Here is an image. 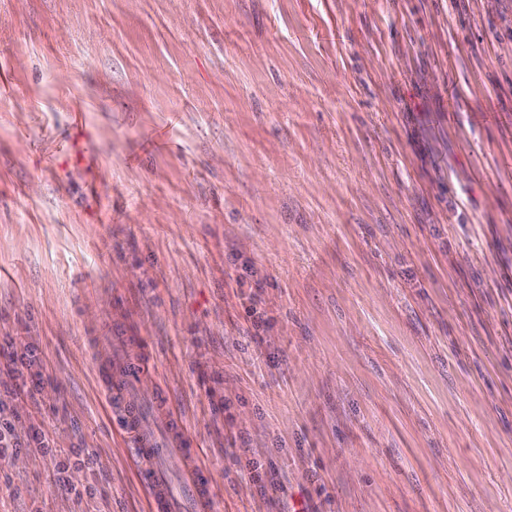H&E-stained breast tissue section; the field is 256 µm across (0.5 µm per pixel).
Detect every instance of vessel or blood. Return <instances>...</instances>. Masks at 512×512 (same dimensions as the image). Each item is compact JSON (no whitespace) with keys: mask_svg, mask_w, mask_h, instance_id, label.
<instances>
[{"mask_svg":"<svg viewBox=\"0 0 512 512\" xmlns=\"http://www.w3.org/2000/svg\"><path fill=\"white\" fill-rule=\"evenodd\" d=\"M100 379L110 385V402L123 409L126 430L135 437L137 472L151 512H212L217 489L208 470L201 464L186 468L180 491H172L166 476L170 457L181 458L192 453V438L185 432H174L170 435V447L158 446L143 428L138 405L123 391L112 388L111 373H101Z\"/></svg>","mask_w":512,"mask_h":512,"instance_id":"1","label":"vessel or blood"}]
</instances>
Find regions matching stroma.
<instances>
[{"label":"stroma","instance_id":"35a3bbf8","mask_svg":"<svg viewBox=\"0 0 512 512\" xmlns=\"http://www.w3.org/2000/svg\"><path fill=\"white\" fill-rule=\"evenodd\" d=\"M0 336V512H148L137 363L215 512H512V0H0ZM5 346L7 347V352H5ZM9 349L10 351H8ZM0 352L1 358H5L3 367L6 375L13 381L23 376V370H29L36 361L34 351L27 346L23 350L18 351L14 347L11 336H0ZM18 415L8 410L6 407L1 408L0 403V459L18 457L22 453H29L31 451L40 452L44 455H51L56 458V448L50 446V438L48 434L40 427L33 428L25 436L21 437L15 433L14 422ZM70 455L61 457L56 463L57 482L59 488L74 495L77 499H82L84 496L92 497L96 494L97 489L93 486L85 487L83 490L72 486L69 481L62 477V474L69 468L73 459L76 458L74 464L83 463L85 465H96L98 459L95 454L89 452L83 453L82 451L76 452L72 450Z\"/></svg>","mask_w":512,"mask_h":512}]
</instances>
